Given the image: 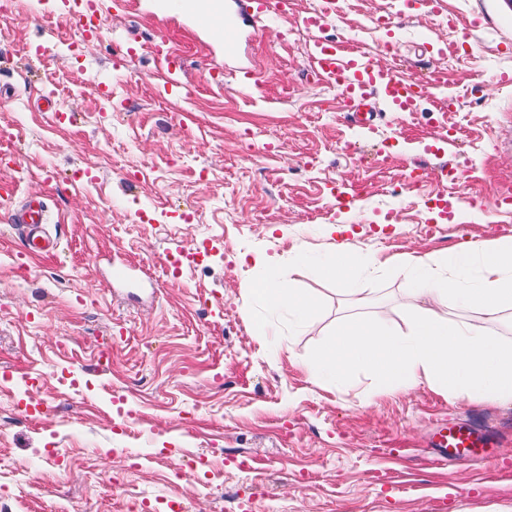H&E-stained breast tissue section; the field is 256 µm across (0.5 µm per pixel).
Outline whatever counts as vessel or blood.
Returning <instances> with one entry per match:
<instances>
[{
	"instance_id": "obj_1",
	"label": "vessel or blood",
	"mask_w": 512,
	"mask_h": 512,
	"mask_svg": "<svg viewBox=\"0 0 512 512\" xmlns=\"http://www.w3.org/2000/svg\"><path fill=\"white\" fill-rule=\"evenodd\" d=\"M171 2L176 11L191 15L197 28L219 34L225 57L237 55L242 37L241 13L230 11L224 0ZM312 59L319 72L336 83L345 109L356 114L361 126L371 122L375 96H382L392 111L412 112L427 91L425 84L396 70L375 67L366 56L346 53L341 45L333 42H315ZM44 222V204L39 200L28 201L11 216L13 228L25 236L30 252L40 257L51 251L49 239L41 232ZM434 446L442 457H466L477 462L484 461L491 448L481 431L461 424L437 429Z\"/></svg>"
}]
</instances>
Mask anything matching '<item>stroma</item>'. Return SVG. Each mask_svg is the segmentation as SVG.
Returning a JSON list of instances; mask_svg holds the SVG:
<instances>
[{
	"label": "stroma",
	"mask_w": 512,
	"mask_h": 512,
	"mask_svg": "<svg viewBox=\"0 0 512 512\" xmlns=\"http://www.w3.org/2000/svg\"><path fill=\"white\" fill-rule=\"evenodd\" d=\"M317 3L246 18L231 60L158 0H100L102 39L71 48L56 0L0 11V496L12 512H124L131 498L185 512H512V404L425 384L376 394L363 371L334 384L305 366L346 317L405 324L401 277L366 278L352 296L320 274L330 225L387 256L512 238L496 192L512 182V5L340 0L330 34L441 92L415 112L375 98L361 128L326 107L337 90L311 67L318 29L284 38ZM161 37L184 59L183 91L158 78ZM463 37L467 51L442 55ZM30 197L47 205L53 256L29 258L9 227ZM204 242L173 270L169 255ZM296 252L309 263L288 267ZM259 278L305 289L318 316L290 330L251 298ZM260 317L268 335L253 331ZM450 422L486 432L492 461L439 459L430 442Z\"/></svg>",
	"instance_id": "stroma-1"
}]
</instances>
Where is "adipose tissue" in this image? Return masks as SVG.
Here are the masks:
<instances>
[{
	"label": "adipose tissue",
	"mask_w": 512,
	"mask_h": 512,
	"mask_svg": "<svg viewBox=\"0 0 512 512\" xmlns=\"http://www.w3.org/2000/svg\"><path fill=\"white\" fill-rule=\"evenodd\" d=\"M319 269L351 292L366 276L385 270L402 276L405 285L406 328L349 317L311 353L307 367L328 382H344L352 370L362 369L383 392L427 384L475 402L512 403V343L488 328L512 309V238L491 245L467 242L448 253L406 258L339 243ZM252 295L270 312H288L300 326L319 310L303 289L274 282L258 283ZM447 297L470 310V317L445 312Z\"/></svg>",
	"instance_id": "obj_1"
}]
</instances>
